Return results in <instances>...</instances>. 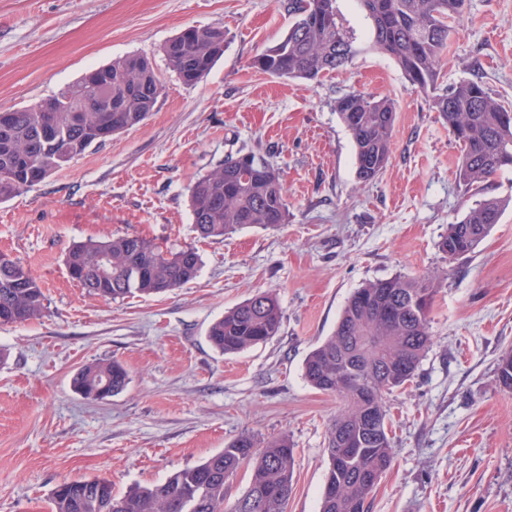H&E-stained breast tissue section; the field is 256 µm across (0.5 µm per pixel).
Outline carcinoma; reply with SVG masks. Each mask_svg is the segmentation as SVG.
I'll list each match as a JSON object with an SVG mask.
<instances>
[{
  "instance_id": "cac0c4a2",
  "label": "carcinoma",
  "mask_w": 512,
  "mask_h": 512,
  "mask_svg": "<svg viewBox=\"0 0 512 512\" xmlns=\"http://www.w3.org/2000/svg\"><path fill=\"white\" fill-rule=\"evenodd\" d=\"M370 21L363 41L347 26L337 0H292L297 20L256 60L270 75L318 81L345 68L367 49L393 59L405 79L427 94L461 149L459 182L476 190L504 168H512V107L477 80L440 87V70L452 23L468 0H356ZM169 68L192 86L224 53V30L188 27L163 47ZM158 77L138 56L116 60L59 92L52 102L10 112L0 119V201L42 182L90 147L105 142L104 125L122 132L141 123L158 96ZM336 112L355 148L357 176L375 180L392 152L397 109L394 101L351 90L336 100ZM190 209L200 236L223 237L249 226L288 223V202L279 172L253 151L229 157L190 187ZM505 203L488 198L448 225L440 247L448 257L468 256L499 222ZM69 276L90 295L108 300L130 294L171 292L196 278L195 249H163L140 236H118L74 246L67 256ZM434 286L428 276H393L369 281L348 299L332 336L308 355L307 381L338 395L343 406L329 429L328 471L320 512H368L378 479L390 468L393 448L384 393L416 375L431 343L428 315ZM44 312V294L30 270L7 258L0 266V325L22 324ZM282 310L277 299L259 293L224 313L208 338L225 354L238 353L278 335ZM499 383L512 388V351L497 366ZM109 382L110 395L122 392L128 373L116 361L86 365L74 389L88 398ZM252 466L250 485L232 506H224L226 482ZM294 448L286 438L258 447L243 432L201 464L162 483L114 494L105 478L68 480L51 495V512H286L292 491Z\"/></svg>"
}]
</instances>
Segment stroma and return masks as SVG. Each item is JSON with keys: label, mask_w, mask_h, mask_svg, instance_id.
<instances>
[{"label": "stroma", "mask_w": 512, "mask_h": 512, "mask_svg": "<svg viewBox=\"0 0 512 512\" xmlns=\"http://www.w3.org/2000/svg\"><path fill=\"white\" fill-rule=\"evenodd\" d=\"M295 19L288 0H0V111L128 56L166 87L141 124L0 202V252L45 294L39 319L0 326V512H49L66 479L106 477L119 495L161 483L244 432L291 442L287 512H319L341 401L307 382L304 361L356 289L430 272L432 345L413 382L385 397L394 460L369 512H512V389L497 381L512 351V170L465 190L447 124L381 54L313 83L256 68ZM189 26L224 30L223 56L192 86L162 51ZM470 79L512 104V0H469L440 80ZM354 89L397 106L389 162L368 183L335 108ZM248 150L278 167L287 224L200 238L189 186ZM490 197L507 202L499 223L467 257H445L449 224ZM123 235L197 249V277L161 295H88L69 250ZM258 292L277 298L279 334L222 354L210 325ZM101 360L121 362L128 384L86 399L73 379Z\"/></svg>", "instance_id": "1"}]
</instances>
